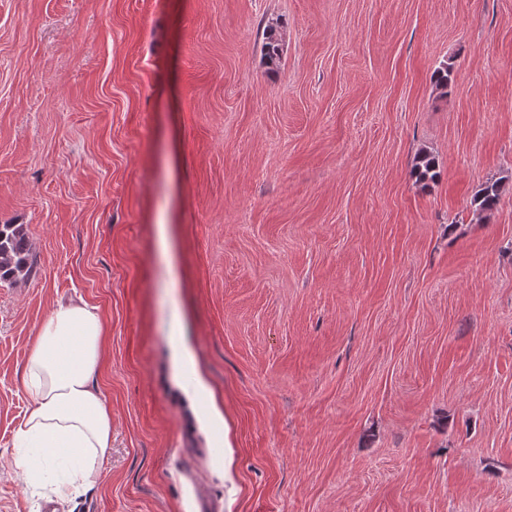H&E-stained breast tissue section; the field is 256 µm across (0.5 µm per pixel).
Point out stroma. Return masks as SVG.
Listing matches in <instances>:
<instances>
[{
  "mask_svg": "<svg viewBox=\"0 0 512 512\" xmlns=\"http://www.w3.org/2000/svg\"><path fill=\"white\" fill-rule=\"evenodd\" d=\"M510 174L512 0H0V512L78 299L112 448L56 512H512ZM505 179L486 181L474 193L472 205L478 213L490 212L498 205L505 191ZM36 264L27 226L0 224V281L28 279Z\"/></svg>",
  "mask_w": 512,
  "mask_h": 512,
  "instance_id": "stroma-1",
  "label": "stroma"
}]
</instances>
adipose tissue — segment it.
Instances as JSON below:
<instances>
[{"mask_svg": "<svg viewBox=\"0 0 512 512\" xmlns=\"http://www.w3.org/2000/svg\"><path fill=\"white\" fill-rule=\"evenodd\" d=\"M104 326L95 306L85 301L58 305L42 323L31 346L20 390L35 408L15 437V467L42 480L58 462L57 498L74 484L102 477L100 464L112 446V417L94 380Z\"/></svg>", "mask_w": 512, "mask_h": 512, "instance_id": "1", "label": "adipose tissue"}]
</instances>
